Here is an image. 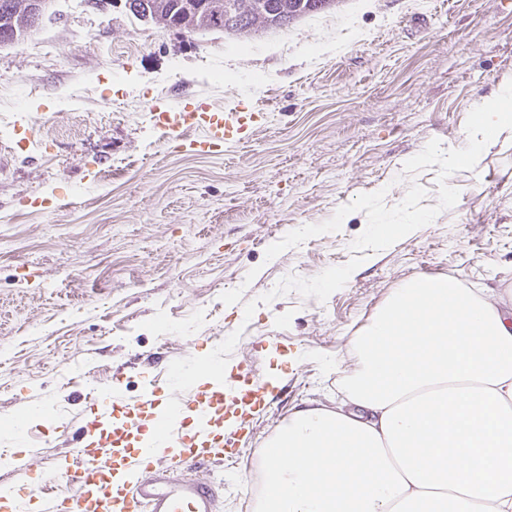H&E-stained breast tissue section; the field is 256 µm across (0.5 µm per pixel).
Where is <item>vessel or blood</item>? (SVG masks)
<instances>
[{"label": "vessel or blood", "mask_w": 512, "mask_h": 512, "mask_svg": "<svg viewBox=\"0 0 512 512\" xmlns=\"http://www.w3.org/2000/svg\"><path fill=\"white\" fill-rule=\"evenodd\" d=\"M154 126L168 143L189 152L208 154L250 137L256 115L233 108L227 112H186L156 109ZM269 391L257 382L249 359H242L231 384H220L196 392L191 405L199 418L190 429L174 426L180 405L172 403L169 419L155 416L153 393L139 401L123 404V419L111 422L106 412L95 413L85 427L92 432L90 443L74 448L65 457V466L43 471L32 481L31 466L15 461L11 483L0 485V505L7 512H26L24 490L35 488L40 512H216L218 484L193 478V471L208 462L230 458L225 439L226 419L243 422L255 409L266 405ZM155 432V445L115 455L119 441L135 438L145 429ZM174 456H166V449ZM128 474L123 483L112 480L117 470ZM60 481L72 486L67 497H52V487Z\"/></svg>", "instance_id": "1"}]
</instances>
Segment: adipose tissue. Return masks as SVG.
<instances>
[{"instance_id": "ef3b65f1", "label": "adipose tissue", "mask_w": 512, "mask_h": 512, "mask_svg": "<svg viewBox=\"0 0 512 512\" xmlns=\"http://www.w3.org/2000/svg\"><path fill=\"white\" fill-rule=\"evenodd\" d=\"M512 79L449 165L512 130ZM348 408L294 411L258 452V512H512V310L452 277L394 289L353 339Z\"/></svg>"}]
</instances>
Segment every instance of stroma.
Returning a JSON list of instances; mask_svg holds the SVG:
<instances>
[{"label": "stroma", "mask_w": 512, "mask_h": 512, "mask_svg": "<svg viewBox=\"0 0 512 512\" xmlns=\"http://www.w3.org/2000/svg\"><path fill=\"white\" fill-rule=\"evenodd\" d=\"M511 77L512 0H338L247 37L54 0L0 45V420L54 415L0 448L51 467L109 395L166 407L247 356L272 399L197 475L218 512H253L258 448L341 399L354 336L404 280L512 299V136L446 165ZM237 105L262 126L209 155L150 117Z\"/></svg>", "instance_id": "1"}]
</instances>
